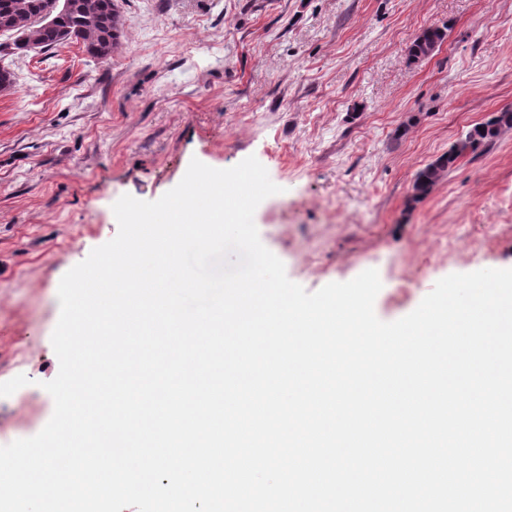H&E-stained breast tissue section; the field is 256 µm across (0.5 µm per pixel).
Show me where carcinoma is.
<instances>
[{
	"label": "carcinoma",
	"instance_id": "carcinoma-1",
	"mask_svg": "<svg viewBox=\"0 0 512 512\" xmlns=\"http://www.w3.org/2000/svg\"><path fill=\"white\" fill-rule=\"evenodd\" d=\"M73 6L59 18L53 26L42 20L44 0H0V27L4 18L18 22L15 31L40 45V50L48 51L64 43L82 46L90 57L107 62L119 44L124 22L117 10L115 0H71ZM445 38V29L430 27L425 29L410 50L416 60L430 55ZM512 129V112L499 115L472 127L448 152L444 153L417 175L413 183L412 199L421 200L429 195L433 187L441 181L457 160L479 148L493 146L502 132Z\"/></svg>",
	"mask_w": 512,
	"mask_h": 512
}]
</instances>
